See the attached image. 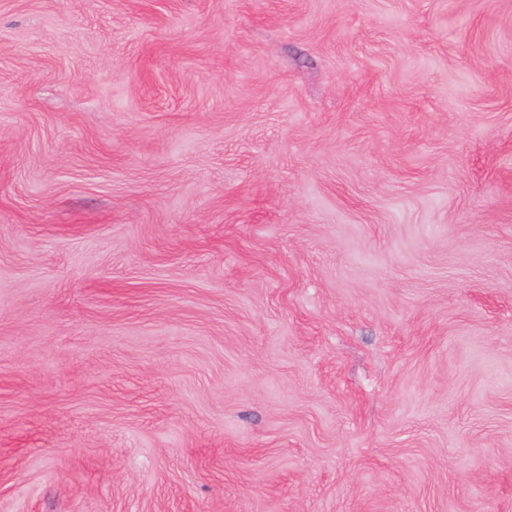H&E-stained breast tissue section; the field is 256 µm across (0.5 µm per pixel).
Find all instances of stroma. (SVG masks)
Wrapping results in <instances>:
<instances>
[{
	"label": "stroma",
	"instance_id": "obj_1",
	"mask_svg": "<svg viewBox=\"0 0 512 512\" xmlns=\"http://www.w3.org/2000/svg\"><path fill=\"white\" fill-rule=\"evenodd\" d=\"M0 512H512V0H0Z\"/></svg>",
	"mask_w": 512,
	"mask_h": 512
}]
</instances>
